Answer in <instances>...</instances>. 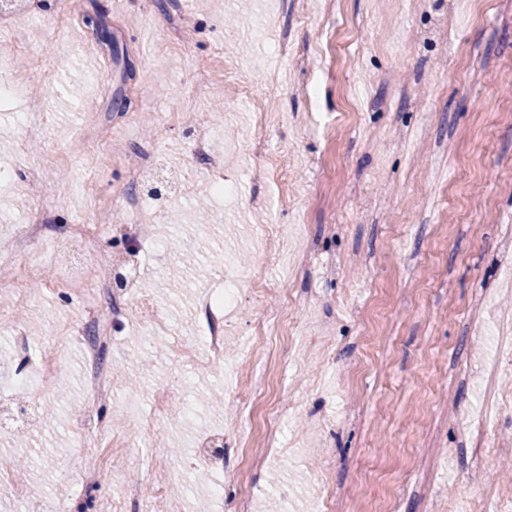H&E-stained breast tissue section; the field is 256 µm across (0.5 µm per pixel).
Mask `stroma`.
Wrapping results in <instances>:
<instances>
[{"label":"stroma","instance_id":"obj_1","mask_svg":"<svg viewBox=\"0 0 512 512\" xmlns=\"http://www.w3.org/2000/svg\"><path fill=\"white\" fill-rule=\"evenodd\" d=\"M194 2L185 15L179 0H30L0 30L1 52L33 60L25 101L47 115L43 135L24 141L13 106L0 108V161L34 155L41 166L0 179V250L11 225L52 203L35 250L0 265L11 311L0 405L62 338L69 376L35 394L22 424L0 428V456L29 464L0 481V512H234L246 493L253 512H466L476 491L512 512V354L498 335L512 314L499 245L512 227V0H304L303 24L284 0ZM98 6L108 44L84 24ZM286 27L302 57L284 89L241 97L226 66H276ZM475 60L481 75L458 93ZM256 112L271 118L285 186L248 162ZM202 119L230 197L210 190L190 152ZM129 192L154 226L135 291L104 261L128 230L106 226L91 258L66 233ZM276 223L286 230L266 271L287 296L233 306L223 364L191 366L206 328L198 294L248 268L262 225ZM140 295L169 318L150 343ZM278 311L277 348L243 357L250 322ZM90 326L113 384L99 400ZM167 377L175 396L158 417L154 388ZM260 383L269 392L252 411L227 402ZM276 403L290 415L271 449L259 415ZM235 424L242 453L218 442L188 467L203 436Z\"/></svg>","mask_w":512,"mask_h":512}]
</instances>
